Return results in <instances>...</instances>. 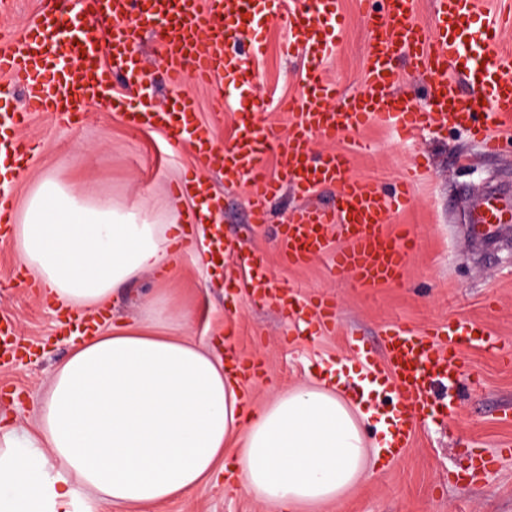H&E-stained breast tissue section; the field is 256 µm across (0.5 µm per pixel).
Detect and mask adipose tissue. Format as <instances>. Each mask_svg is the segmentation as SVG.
<instances>
[{"label": "adipose tissue", "mask_w": 512, "mask_h": 512, "mask_svg": "<svg viewBox=\"0 0 512 512\" xmlns=\"http://www.w3.org/2000/svg\"><path fill=\"white\" fill-rule=\"evenodd\" d=\"M13 220L9 241L43 298L87 315L143 272H172L186 241L175 220L50 174ZM191 319L159 295L139 320L73 342L34 428L0 425V512H71L80 497L153 512L220 476L272 512H320L383 458L386 417L349 400L345 374L247 410L223 359L183 336Z\"/></svg>", "instance_id": "1"}]
</instances>
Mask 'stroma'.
Returning <instances> with one entry per match:
<instances>
[{
    "instance_id": "35a3bbf8",
    "label": "stroma",
    "mask_w": 512,
    "mask_h": 512,
    "mask_svg": "<svg viewBox=\"0 0 512 512\" xmlns=\"http://www.w3.org/2000/svg\"><path fill=\"white\" fill-rule=\"evenodd\" d=\"M366 0H338L340 26L334 54L321 62L327 75L345 93L359 92L367 63ZM286 20L252 30L247 38L255 50L257 74L252 96L263 121H282L281 102L297 93L315 59L302 52L286 53ZM153 34L137 50L149 76L155 100L172 105L179 89L191 90L201 120L212 121L219 149L231 146L235 126L231 113L212 119L213 88L196 84L185 72L182 88L171 87L156 55ZM499 153H486L459 128L432 130L417 140H402L393 129L374 123L333 143L313 141V155L341 151L350 156V173L376 183L384 192L398 190L409 168L418 167L419 181L408 185L409 208L391 213L392 232H408L417 244L402 278L395 283L364 286L336 277L328 257L301 269L288 267L277 232L294 208L311 203L332 206L335 188L302 197L293 188L267 205V221L252 223L248 199L252 188L240 182L225 185L217 169L203 170L188 146L171 145L158 131L129 126L110 101L90 107L82 123L65 126L33 115L21 131L35 152L24 172L13 178L10 201L24 198L43 175L53 174L89 195L105 194L137 207L148 203L168 215L183 217L193 208L183 188L189 179L206 176L219 199L218 221L225 240L240 249L260 252L274 287L298 289L302 295H325L336 303L338 327L326 334L298 330L285 321L275 301L256 305L236 289L240 274L225 259L220 278L207 276L205 266L190 254L177 260V271L162 280L146 272L117 292L116 318L134 321L157 294L172 308L194 311L187 334L216 353L232 350L243 361L259 365L257 377L246 381L251 407L263 405L276 391L297 385L333 360L349 357L354 345L380 352L387 326L418 330L451 320L478 319L493 340L464 348L466 373L453 384L433 388L435 399L452 398L449 418H424L411 445L396 461L380 462L340 502L321 512H512V223L501 224L493 237L477 236L469 215L492 186L512 188V127L498 131ZM367 151H358V141ZM21 267L11 244H0V318L9 319L30 351L0 366V419L20 428L34 427L45 385L71 350L68 337L38 288L11 286ZM497 455V465L470 484L464 474L479 452ZM155 512H269L245 490L226 491L210 483L191 495L165 503Z\"/></svg>"
}]
</instances>
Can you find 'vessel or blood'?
Wrapping results in <instances>:
<instances>
[{"label": "vessel or blood", "instance_id": "1", "mask_svg": "<svg viewBox=\"0 0 512 512\" xmlns=\"http://www.w3.org/2000/svg\"><path fill=\"white\" fill-rule=\"evenodd\" d=\"M60 0H40L36 20L17 37L0 40V73L8 74L22 90L24 111L0 114V159L9 169L20 170L33 151L18 134L30 113L42 112L67 126L82 122L88 108L108 91L114 74L133 77L139 61L134 53L145 26L162 21L160 56L171 83L180 86L174 111L140 101L128 108L130 122L142 130H158L175 145L189 144L205 165L219 163L226 183L250 181L253 223L265 220V202L281 183L301 194L327 184L338 185L333 207L304 205L291 212L283 226L281 251L289 265L302 267L326 253L332 228H341L347 246L338 250L332 270L359 284L400 280L414 240L387 230L392 210L410 205L407 192L385 197L372 182L349 176L347 154L331 151L310 162L313 139L326 141L360 131L368 122L393 128L404 138L430 127H461L478 138L487 150L500 146L494 131L512 118V56L494 52L495 36L489 31L472 33L471 18L479 12V0H435V22L424 29L415 20L417 0H386L383 13H368L372 38L369 65L362 90L340 97L337 87L321 67L304 77L302 89L286 98L281 108L287 131L259 122L255 107L241 105L243 93L255 83L247 52L235 49L258 13V0H150L140 9L138 0H77L85 17L77 42H50L48 29L64 14ZM112 18V63L98 57L105 32L100 19ZM290 41L313 55L324 54L336 37V0H295L288 16ZM409 56L415 73L427 85L429 104L415 110L395 93L401 79L396 66ZM193 66L199 81L224 83L218 100L232 112L235 137L223 157H216L210 124L198 117L194 95L182 87L186 66ZM283 161L276 177H266L262 162L271 150ZM512 223V207L504 192L487 193L479 203L474 224L484 229ZM243 271L237 287L250 300L276 299L284 318L306 315L327 332L337 326L334 302L326 297L307 298L290 287L273 288L260 254L237 255ZM487 330L471 321H451L419 332L392 326L385 330L381 355L357 346L353 355L362 359L365 372L383 390L396 393L401 404L391 424V457L408 448L417 419L450 416L447 407H434L430 386L462 376L464 346L478 341ZM22 348L11 322H0V361L13 360Z\"/></svg>", "mask_w": 512, "mask_h": 512}]
</instances>
